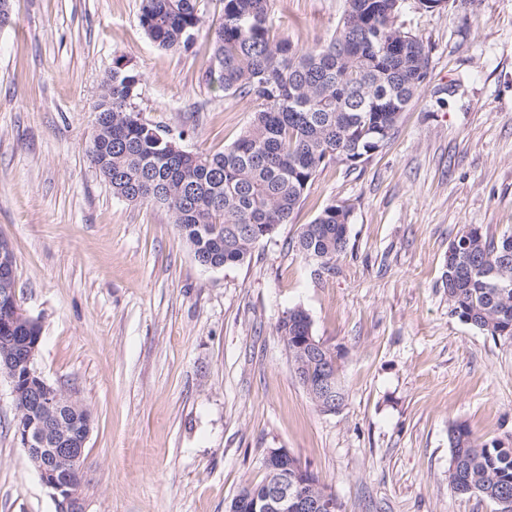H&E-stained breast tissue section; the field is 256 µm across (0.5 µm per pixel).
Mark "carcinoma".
Segmentation results:
<instances>
[{
	"instance_id": "1",
	"label": "carcinoma",
	"mask_w": 512,
	"mask_h": 512,
	"mask_svg": "<svg viewBox=\"0 0 512 512\" xmlns=\"http://www.w3.org/2000/svg\"><path fill=\"white\" fill-rule=\"evenodd\" d=\"M404 0H345L335 34L300 50L268 25L270 0H224L208 28L206 77L224 95L246 99L253 116L216 153H190L145 122L135 99L140 75L116 68L96 105L88 159L112 194L160 204L205 268L243 263L254 245L291 222L317 172L355 166L390 138L401 112L423 88L430 58L423 41L396 24ZM139 23L158 47L188 48L205 20L200 0H140ZM350 208L331 204L302 227L298 252L330 271L345 250ZM442 287L451 312L493 338L512 339V234L467 228L448 245ZM311 319L296 307L277 330L292 349ZM448 485L497 505L512 499V448L482 441L465 423L448 430Z\"/></svg>"
}]
</instances>
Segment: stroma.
Wrapping results in <instances>:
<instances>
[{"label":"stroma","mask_w":512,"mask_h":512,"mask_svg":"<svg viewBox=\"0 0 512 512\" xmlns=\"http://www.w3.org/2000/svg\"><path fill=\"white\" fill-rule=\"evenodd\" d=\"M0 29V240L20 307L41 325L35 367L90 410L88 512H226L285 448L340 512H495L448 486V429L512 444V340L451 312L441 286L464 227L512 232V0H452L397 18L430 57L391 138L320 170L300 209L244 263L207 269L168 210L113 196L86 151L115 68L141 76L137 106L183 149L215 153L250 102L208 84L199 35L167 51L139 0H10ZM345 0H272L271 29L307 49ZM350 207L332 273L292 249L330 204ZM341 355L342 409L322 413L277 331L288 309ZM0 377V512H56L21 449Z\"/></svg>","instance_id":"stroma-1"}]
</instances>
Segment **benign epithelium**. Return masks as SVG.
Here are the masks:
<instances>
[{
	"instance_id": "benign-epithelium-1",
	"label": "benign epithelium",
	"mask_w": 512,
	"mask_h": 512,
	"mask_svg": "<svg viewBox=\"0 0 512 512\" xmlns=\"http://www.w3.org/2000/svg\"><path fill=\"white\" fill-rule=\"evenodd\" d=\"M15 259L8 245L0 243V306L14 315L10 324L33 323L30 316L12 305L16 278ZM40 338L18 336L0 338V375L10 381L14 401H19V377L27 379V400L18 405L27 420L21 435V447L36 468L45 487L52 492L57 512H86L81 493L82 465L90 433L91 413L72 396L50 384L34 368ZM317 386L326 396L340 391V380L330 364L321 367ZM286 448H269L264 457L268 489L262 496L251 492L233 500L228 512H337L336 496L322 486L317 476L305 466L303 479L288 477Z\"/></svg>"
}]
</instances>
